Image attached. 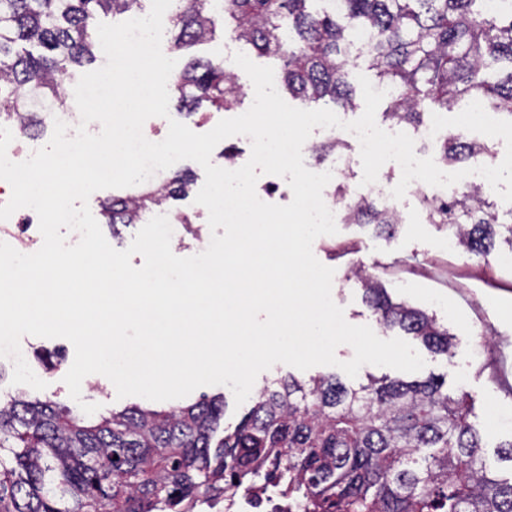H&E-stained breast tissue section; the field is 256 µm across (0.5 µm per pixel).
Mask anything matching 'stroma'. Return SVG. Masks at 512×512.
<instances>
[{"instance_id":"obj_1","label":"stroma","mask_w":512,"mask_h":512,"mask_svg":"<svg viewBox=\"0 0 512 512\" xmlns=\"http://www.w3.org/2000/svg\"><path fill=\"white\" fill-rule=\"evenodd\" d=\"M403 211L408 223L399 225L390 237L376 235L360 224L341 226L337 233L319 236L312 249L316 258L334 270L332 298L344 310L348 323L367 325L383 339L391 338L368 310L359 281L351 276L363 264L393 300L436 314L440 324L455 337L453 354L443 356L421 350L425 366L414 377L443 378L449 393L468 394L470 420L480 430L486 459L503 475L512 474V464L497 457V447L512 438V266L502 265L505 243H497L488 258L449 250L443 243L446 229L427 223L415 195H406ZM30 367L46 383L35 390L12 382L13 369L0 358V399L21 393L27 399L54 400L72 405L63 378L75 351L63 338L23 336Z\"/></svg>"}]
</instances>
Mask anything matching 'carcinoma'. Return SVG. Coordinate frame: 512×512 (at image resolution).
I'll list each match as a JSON object with an SVG mask.
<instances>
[{"mask_svg": "<svg viewBox=\"0 0 512 512\" xmlns=\"http://www.w3.org/2000/svg\"><path fill=\"white\" fill-rule=\"evenodd\" d=\"M143 0H0V116L20 113L34 91L40 111L62 106L63 78L97 61L99 12L130 15ZM312 0H224L232 33L281 63L288 94L307 103L355 106L345 79L352 54L396 92L384 118L419 128L424 111L461 100L512 118V10L487 13L483 0H338L332 13ZM175 48L216 35L209 0H178ZM169 80L177 109L207 104L228 111L242 92L222 59L193 58ZM491 147L463 133L447 136L441 160L459 167ZM177 173L135 198L101 206L107 224H138L144 213L187 194ZM429 223L454 230L458 247L488 257L496 228L512 249V210L499 212L477 187L436 201L418 198ZM349 221L394 234L400 217L366 198ZM364 302L388 330L446 355L454 337L435 316L395 302L361 271ZM436 377L404 381L367 375L357 389L334 374L265 385L230 432L217 436L224 396L186 407L134 404L88 418L53 400L0 402V512H192L240 485L276 481L283 494L306 498L312 512H512V479L487 466L468 395L453 397Z\"/></svg>", "mask_w": 512, "mask_h": 512, "instance_id": "obj_1", "label": "carcinoma"}]
</instances>
